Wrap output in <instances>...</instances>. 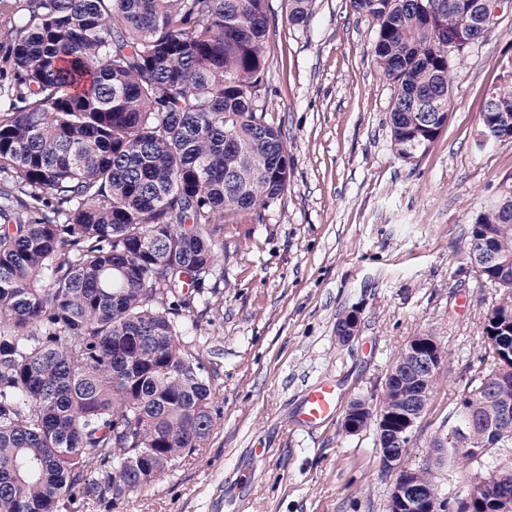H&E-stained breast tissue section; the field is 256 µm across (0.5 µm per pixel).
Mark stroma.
Wrapping results in <instances>:
<instances>
[{
	"mask_svg": "<svg viewBox=\"0 0 512 512\" xmlns=\"http://www.w3.org/2000/svg\"><path fill=\"white\" fill-rule=\"evenodd\" d=\"M269 66L260 105L283 127L288 185L266 206L224 214V288L186 341L214 388L204 448L145 490L68 512H389L398 470L430 471L447 495L433 442L483 353V319L501 299L466 244L475 217L512 175V140L478 147L479 116L512 60V10L452 72L448 121L429 149L391 144L394 83L374 64V20L350 0H313L303 25L269 0ZM359 316L348 342L338 319ZM415 336L444 352L398 470L381 467L375 427L354 434L341 412L379 399ZM336 384L339 416L294 418L306 389Z\"/></svg>",
	"mask_w": 512,
	"mask_h": 512,
	"instance_id": "stroma-1",
	"label": "stroma"
}]
</instances>
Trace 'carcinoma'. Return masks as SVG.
Returning <instances> with one entry per match:
<instances>
[{
  "label": "carcinoma",
  "instance_id": "obj_1",
  "mask_svg": "<svg viewBox=\"0 0 512 512\" xmlns=\"http://www.w3.org/2000/svg\"><path fill=\"white\" fill-rule=\"evenodd\" d=\"M303 24L312 0H291ZM378 25L374 63L397 86L392 144L423 154L452 97L441 39L466 11L428 16L418 0H353ZM269 0H0V512H61L91 484L106 497L142 490L210 438L213 387L183 341L194 302L220 294L224 211L266 205L287 187L281 126L256 105L268 67ZM437 98L441 112L421 102ZM512 113V83L491 111ZM512 204L495 198L469 233L495 243ZM483 321L484 354L448 440L459 473L442 498L410 471L425 504L485 512L489 483L512 494V269ZM435 379L389 371L391 415ZM498 428L497 446L485 444Z\"/></svg>",
  "mask_w": 512,
  "mask_h": 512
}]
</instances>
